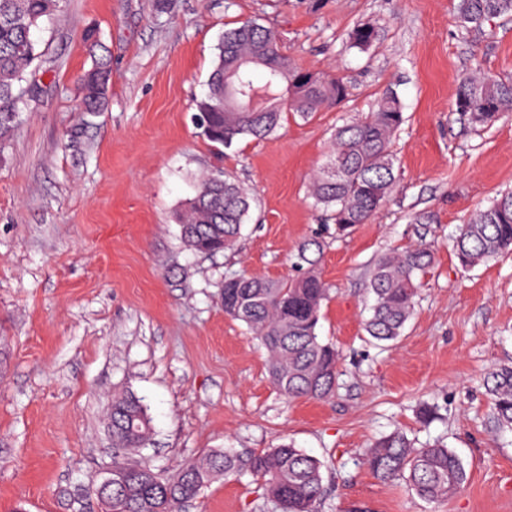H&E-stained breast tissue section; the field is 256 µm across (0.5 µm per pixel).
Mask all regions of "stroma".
<instances>
[{
  "label": "stroma",
  "instance_id": "stroma-1",
  "mask_svg": "<svg viewBox=\"0 0 512 512\" xmlns=\"http://www.w3.org/2000/svg\"><path fill=\"white\" fill-rule=\"evenodd\" d=\"M458 0H62L38 33L39 85L0 146V512H100L92 492L112 461L105 411L142 399L153 428L144 457L172 471L214 449L282 443L325 461L317 512H512V431L499 429L484 377L512 361V255L463 271L459 224L512 190V113L488 127L456 105L461 78H512V16L462 26ZM275 29L293 65L344 77L347 97L311 118L285 114L262 140L216 151L194 122L224 30ZM373 26L369 49L354 28ZM112 56L107 109L82 111V38ZM397 93L405 122L394 191L371 222L337 236L308 196L336 126ZM251 195L237 248L197 255L175 216L202 174ZM426 215L417 223L416 215ZM321 245L328 288L318 332L340 353L334 397L286 400L268 356L225 315L224 277L297 276L301 244ZM424 241L434 263L397 342L364 329L383 255ZM434 408L429 420L420 403ZM443 441L464 490L421 500L362 456L382 435ZM188 512H276L244 473L212 483Z\"/></svg>",
  "mask_w": 512,
  "mask_h": 512
}]
</instances>
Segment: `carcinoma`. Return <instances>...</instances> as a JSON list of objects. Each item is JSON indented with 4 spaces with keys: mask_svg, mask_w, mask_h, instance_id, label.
<instances>
[{
    "mask_svg": "<svg viewBox=\"0 0 512 512\" xmlns=\"http://www.w3.org/2000/svg\"><path fill=\"white\" fill-rule=\"evenodd\" d=\"M60 0H0V145L15 133L20 104L28 94L27 70L39 58L34 30L50 18ZM459 21L480 26L512 15V0H458ZM376 39L368 25L357 27L352 45L363 49ZM91 66L80 77L84 112H102L111 92V55L96 31L83 37ZM277 32L255 21L224 32L220 38L208 92L197 102L202 135L216 150L236 141L265 138L281 125L284 114L307 119L346 95L342 77L297 69L280 53ZM261 67L258 85L252 69ZM256 90L281 95L272 112H255ZM457 108L472 123L487 127L512 112V79L474 71L461 82ZM405 118L397 94L381 97L373 112L336 128L329 160L310 182V196L322 207L341 236L367 224L391 196L397 155L393 138ZM248 193L231 177L207 174L195 195L176 216L180 236L191 251L206 256L232 251L250 210ZM452 249L465 271L512 253V191L494 198L458 226ZM430 245L418 243L380 258L369 282L373 297L365 331L376 341H396L412 317L419 283L416 276L433 264ZM327 288L314 273L284 280L252 274L224 279V313L245 324L269 356L272 383L281 396L328 399L336 388L339 355L321 340L317 327ZM493 417L512 431V364L486 379ZM106 416L112 418L111 512H183L213 482L243 471L262 479L278 512H316L324 494L323 463L292 443L243 456L222 449L183 460L170 474L144 461L151 420L142 401L127 392L112 397ZM364 463L381 480L402 478L419 498L446 500L460 493L467 471L456 452L442 443L414 447L401 432L379 439Z\"/></svg>",
    "mask_w": 512,
    "mask_h": 512,
    "instance_id": "carcinoma-1",
    "label": "carcinoma"
}]
</instances>
